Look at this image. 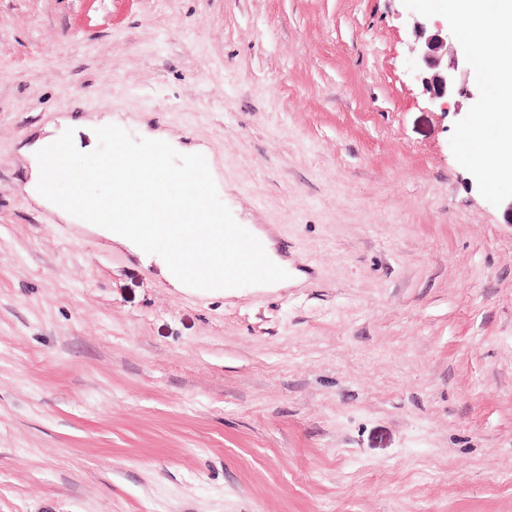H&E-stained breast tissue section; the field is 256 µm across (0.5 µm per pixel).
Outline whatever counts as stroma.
I'll use <instances>...</instances> for the list:
<instances>
[{
	"instance_id": "1",
	"label": "stroma",
	"mask_w": 512,
	"mask_h": 512,
	"mask_svg": "<svg viewBox=\"0 0 512 512\" xmlns=\"http://www.w3.org/2000/svg\"><path fill=\"white\" fill-rule=\"evenodd\" d=\"M0 0V512H512V209L403 0ZM202 154L294 269L228 296L31 195L96 128Z\"/></svg>"
}]
</instances>
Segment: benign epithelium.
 I'll list each match as a JSON object with an SVG mask.
<instances>
[{
  "instance_id": "obj_1",
  "label": "benign epithelium",
  "mask_w": 512,
  "mask_h": 512,
  "mask_svg": "<svg viewBox=\"0 0 512 512\" xmlns=\"http://www.w3.org/2000/svg\"><path fill=\"white\" fill-rule=\"evenodd\" d=\"M415 42L410 48L413 66L433 106L446 112L457 96L467 95L458 77L468 68L463 49L448 43V32L437 22L416 20Z\"/></svg>"
}]
</instances>
